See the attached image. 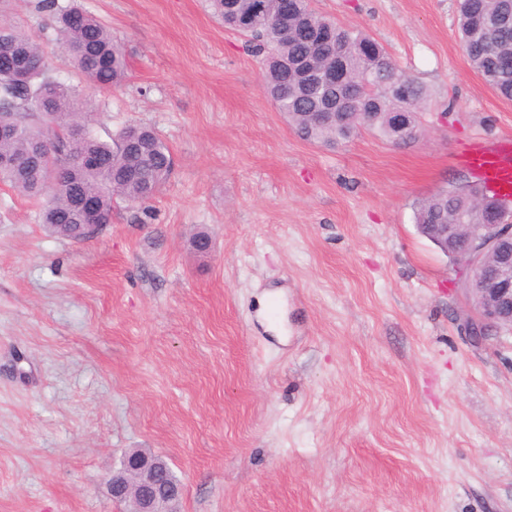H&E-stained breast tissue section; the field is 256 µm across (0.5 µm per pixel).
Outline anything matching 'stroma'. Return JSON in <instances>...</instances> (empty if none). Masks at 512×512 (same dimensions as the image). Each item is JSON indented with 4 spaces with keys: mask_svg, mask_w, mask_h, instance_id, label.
Listing matches in <instances>:
<instances>
[{
    "mask_svg": "<svg viewBox=\"0 0 512 512\" xmlns=\"http://www.w3.org/2000/svg\"><path fill=\"white\" fill-rule=\"evenodd\" d=\"M130 62L79 83L37 0L0 21L78 84L101 139L155 128L174 170L74 243L0 182V512H122L106 479L162 456L179 512H512V332L474 305L415 205L512 134L457 0H312L426 90L423 135L303 140L209 0H81ZM211 247L196 253L194 234Z\"/></svg>",
    "mask_w": 512,
    "mask_h": 512,
    "instance_id": "1",
    "label": "stroma"
}]
</instances>
